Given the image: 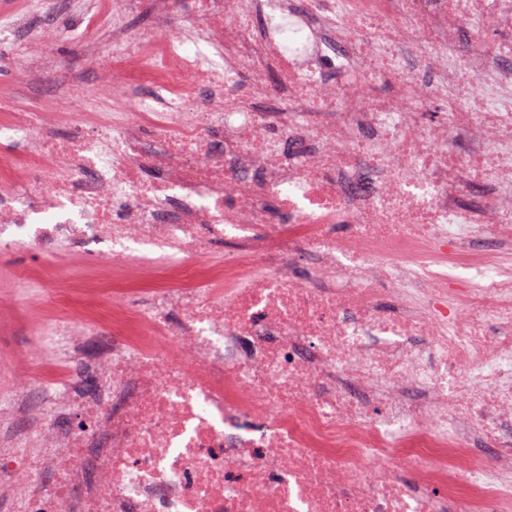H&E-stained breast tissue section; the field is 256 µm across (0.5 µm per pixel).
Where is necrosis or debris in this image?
<instances>
[{"label":"necrosis or debris","instance_id":"obj_1","mask_svg":"<svg viewBox=\"0 0 512 512\" xmlns=\"http://www.w3.org/2000/svg\"><path fill=\"white\" fill-rule=\"evenodd\" d=\"M93 3L71 111L0 114V251L112 273L82 313L47 290L6 375L7 512H512V0H195L156 34L130 16L177 0ZM0 27L56 68L62 31Z\"/></svg>","mask_w":512,"mask_h":512}]
</instances>
